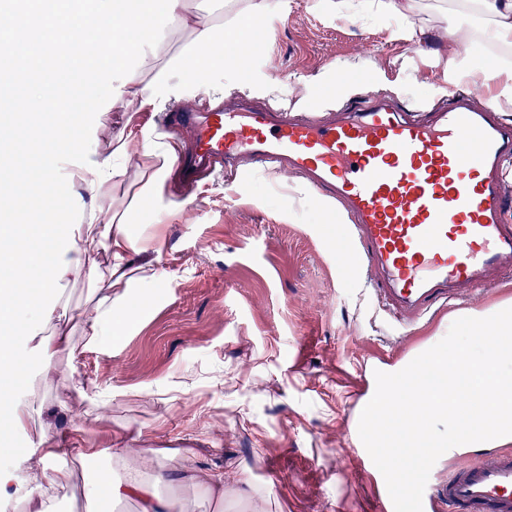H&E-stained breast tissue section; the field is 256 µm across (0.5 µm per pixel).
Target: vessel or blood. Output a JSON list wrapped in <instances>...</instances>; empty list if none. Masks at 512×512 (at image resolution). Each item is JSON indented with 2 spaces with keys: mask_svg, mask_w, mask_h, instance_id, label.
<instances>
[{
  "mask_svg": "<svg viewBox=\"0 0 512 512\" xmlns=\"http://www.w3.org/2000/svg\"><path fill=\"white\" fill-rule=\"evenodd\" d=\"M168 127L187 133L176 163L193 180L223 175L245 183L276 167L305 178L335 202L348 223L345 263L367 268L379 306L419 321L512 276V225L504 217L512 123L466 90L408 110L381 93L359 106L312 105L295 114L228 99L175 109ZM379 512H394L385 480L366 448L356 451ZM512 512V451L431 471L423 512Z\"/></svg>",
  "mask_w": 512,
  "mask_h": 512,
  "instance_id": "obj_1",
  "label": "vessel or blood"
}]
</instances>
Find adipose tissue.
I'll return each mask as SVG.
<instances>
[{
	"mask_svg": "<svg viewBox=\"0 0 512 512\" xmlns=\"http://www.w3.org/2000/svg\"><path fill=\"white\" fill-rule=\"evenodd\" d=\"M242 6L231 25H216L193 15L187 0H157L155 7L164 20L189 28L192 33L193 62H185L174 54L156 76L148 81L130 75L120 93V101L139 106H155L171 89L173 79L186 82L205 80L208 74L223 67L228 57V44H245L254 37L251 27L259 14L282 10L284 0H241ZM456 5L472 6L486 22L485 36L505 52L512 51V0H455ZM76 162L69 174L71 185L86 194L79 201V212L73 219V234H59L60 224L52 220L32 226L6 224L0 226V326L9 327V334L0 336V406L7 408L14 429H26L29 411L11 389V382L20 364L31 363L45 369L51 360L72 344L71 331L59 330L42 335L44 325L59 324L64 318L57 300V286L69 273L88 271L94 278L106 277L109 288L99 294L93 307L83 311L80 326L84 347L100 353L111 352L127 325L115 314L126 305L122 284L132 281L129 254L140 244L133 210L118 211L99 201L104 189L125 174L129 159L128 142L120 140L113 154L94 159L86 158L80 141L69 144ZM37 236L38 241L27 250L16 251L17 242ZM25 327L22 336L13 335L16 327ZM63 454L56 441L42 438L40 447L29 449L23 462L30 484L37 494L30 500V512H53L47 491L63 486L70 480L69 471L59 467ZM129 451L113 448L109 451L110 466L97 474L87 490L97 499L133 498L140 512H177V507L161 498L155 484L167 479L192 483L215 501L224 499V474L220 471H200L184 468L172 474L156 472L146 475L138 469L125 468L122 476H114L113 468L123 465Z\"/></svg>",
	"mask_w": 512,
	"mask_h": 512,
	"instance_id": "adipose-tissue-1",
	"label": "adipose tissue"
}]
</instances>
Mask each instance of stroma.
Returning a JSON list of instances; mask_svg holds the SVG:
<instances>
[{"label": "stroma", "instance_id": "1", "mask_svg": "<svg viewBox=\"0 0 512 512\" xmlns=\"http://www.w3.org/2000/svg\"><path fill=\"white\" fill-rule=\"evenodd\" d=\"M264 19L249 66L226 63L154 109L106 105L96 116L91 154H109L128 133L132 149L155 148L153 157L130 158L123 181L102 198L119 208L138 205L152 245L129 256L136 269L130 298L147 311L112 353L85 350L77 337L48 373L17 370L14 388L28 402L29 425L14 430L0 413V442L22 453L45 434L63 444L72 483L56 492V512H137L134 501L91 502L85 494L106 464L85 457V448L118 445L171 449L156 461L128 458V467L149 474L183 468L181 448L194 449V467L223 470L220 504L197 488L158 483V494L184 512H378L353 453L362 375L397 368L461 314L512 307L511 283L474 296L462 311L394 320L379 309L364 273L339 264L335 209L286 174L260 173L237 188L216 179L178 198L167 178L140 194L142 172L163 166L161 123L170 106L197 105L216 89L243 87L256 101L287 108L317 103L335 81L342 100L382 88L409 104L424 93H448L450 73L463 66L475 92L498 93L497 81L482 80L483 65L449 41L448 0H418L402 18L378 8L345 16L331 0H287ZM190 43L188 30L167 26L137 73L150 80L168 54ZM81 384L108 399L106 415L78 397ZM76 413L84 417L79 434L72 431Z\"/></svg>", "mask_w": 512, "mask_h": 512}]
</instances>
